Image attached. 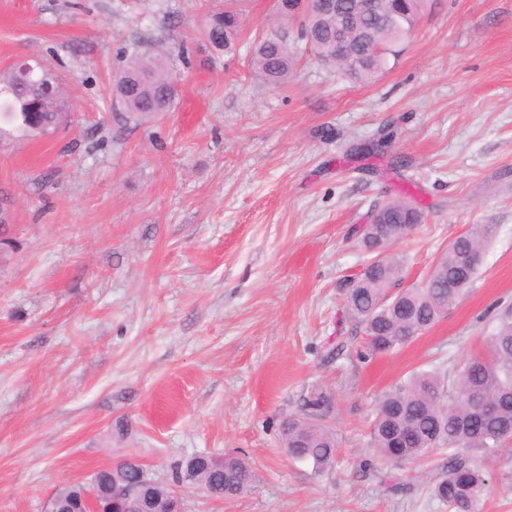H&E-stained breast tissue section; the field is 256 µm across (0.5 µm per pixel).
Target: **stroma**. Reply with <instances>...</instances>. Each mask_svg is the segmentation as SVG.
<instances>
[{"mask_svg":"<svg viewBox=\"0 0 512 512\" xmlns=\"http://www.w3.org/2000/svg\"><path fill=\"white\" fill-rule=\"evenodd\" d=\"M219 0H0V78L37 58L71 117L54 137L0 122V512H42L59 487L135 457L161 483L198 452L234 453L254 488L185 512H448L421 470L398 489L361 469L379 395L483 349L488 308L512 302V0H423L402 52L372 82L317 63L287 85L252 78L273 0H239L236 53L203 29ZM164 51L170 112L124 121V47ZM395 135L384 154L351 146ZM403 198L422 224L397 245L401 287L474 224L496 234L465 295L428 333L363 364L342 288L369 259L357 233ZM334 395L339 447L314 473L279 424Z\"/></svg>","mask_w":512,"mask_h":512,"instance_id":"obj_1","label":"stroma"}]
</instances>
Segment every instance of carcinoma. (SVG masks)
Instances as JSON below:
<instances>
[{
  "mask_svg": "<svg viewBox=\"0 0 512 512\" xmlns=\"http://www.w3.org/2000/svg\"><path fill=\"white\" fill-rule=\"evenodd\" d=\"M343 2L349 9L345 48L352 58L344 74L369 83L410 36L419 2L382 0L383 12L392 15L388 23L377 22L356 0ZM288 4L289 0H275L273 11L281 25L255 41L248 63L254 76L272 86L288 83L296 64L297 38L313 41L319 61L328 63L336 58V15L292 13ZM240 30L239 13L224 8L210 14L204 36L213 47L231 52ZM131 48L115 83L125 114L146 120L169 111L177 86L167 58L148 52L140 42ZM53 78L43 67L30 81L11 85V98L0 102V120L23 130L32 116L44 128H57L63 122L62 102L43 101L27 107L34 100L35 85ZM370 217L380 229L374 237L370 235L373 225H363L361 241L366 249L376 247L379 252L366 264V272L348 279L343 289L347 314L366 335L364 344L355 350L362 362L403 348L440 322L475 278L483 248L494 234L491 224L472 225L465 236L441 252L427 281L393 294L390 288L403 272L394 247L421 223V212L396 198L374 208ZM450 280L460 284L452 294L448 293ZM495 310L492 330L484 337L486 352L467 358L453 382H448L446 370L435 367L411 373L381 395L370 428L369 444L375 458L361 463L363 469L375 471L377 462L413 465L435 450L442 451V465L429 482L432 494L448 506V512H482L493 477L477 459L512 458V304H499ZM333 401L330 391L313 390L302 399L300 413L280 424L281 436L287 437V455L311 463L317 473L335 463L338 439L328 424ZM115 468L132 477L139 474V467L123 460L94 473L98 487L112 489ZM174 482L199 487L224 500L251 490L255 474L238 456L200 453L175 466ZM83 488L85 485L75 483L60 489L47 501L45 512H84ZM144 492L154 509L166 512L170 487L152 478Z\"/></svg>",
  "mask_w": 512,
  "mask_h": 512,
  "instance_id": "obj_1",
  "label": "carcinoma"
}]
</instances>
